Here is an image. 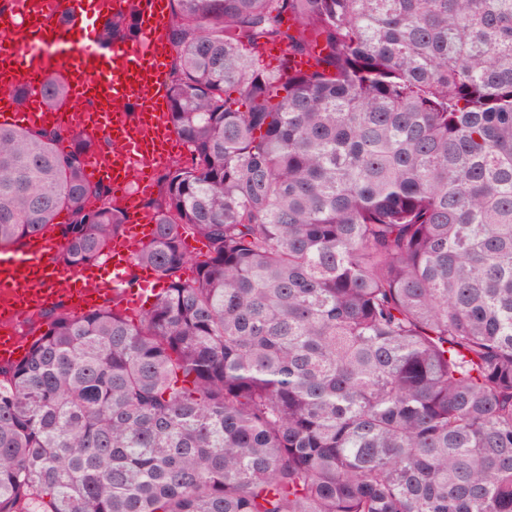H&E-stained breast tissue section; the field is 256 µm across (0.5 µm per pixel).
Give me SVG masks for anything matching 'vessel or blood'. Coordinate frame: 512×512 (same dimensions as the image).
I'll use <instances>...</instances> for the list:
<instances>
[{"mask_svg":"<svg viewBox=\"0 0 512 512\" xmlns=\"http://www.w3.org/2000/svg\"><path fill=\"white\" fill-rule=\"evenodd\" d=\"M120 6L121 0H88L79 10L72 0H11L9 9L0 12L1 28L25 32L21 41L0 43V124L56 128L66 147L79 133L110 139L114 145L110 159L88 154L85 174L109 183L115 205L129 217L109 248L116 267L129 262L135 247L152 237L153 224L139 208L138 195L150 185L148 168L170 155L178 141L166 88L167 59L173 52L167 37L168 0H151L137 40L115 42L104 52L83 39ZM53 73L66 83L68 98L50 109L41 89ZM19 89L27 94L25 102L14 97ZM61 249V240L46 233L0 252V287L18 298L9 311L12 318L63 299L78 313L101 307L105 295L94 286L99 265L68 269ZM26 353L25 341L0 337L1 366L19 362Z\"/></svg>","mask_w":512,"mask_h":512,"instance_id":"1","label":"vessel or blood"}]
</instances>
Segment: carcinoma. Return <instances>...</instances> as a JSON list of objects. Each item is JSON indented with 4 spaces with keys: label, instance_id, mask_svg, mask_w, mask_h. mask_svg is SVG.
I'll list each match as a JSON object with an SVG mask.
<instances>
[{
    "label": "carcinoma",
    "instance_id": "cac0c4a2",
    "mask_svg": "<svg viewBox=\"0 0 512 512\" xmlns=\"http://www.w3.org/2000/svg\"><path fill=\"white\" fill-rule=\"evenodd\" d=\"M168 34L162 288L0 366V512H512V0H170ZM59 138L0 125V248L57 226L78 269L128 217Z\"/></svg>",
    "mask_w": 512,
    "mask_h": 512
}]
</instances>
